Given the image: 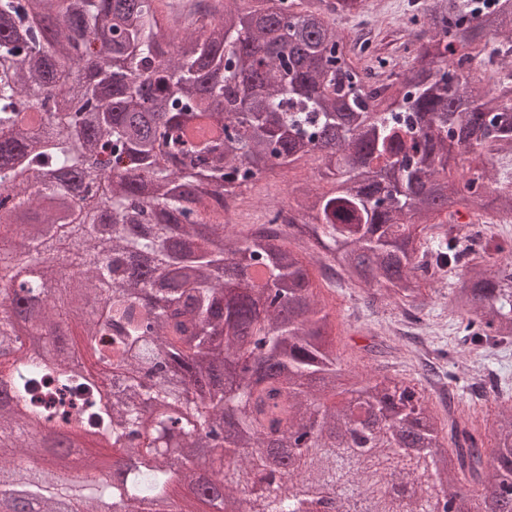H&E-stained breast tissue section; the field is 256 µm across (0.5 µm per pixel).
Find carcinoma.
<instances>
[{"instance_id":"carcinoma-1","label":"carcinoma","mask_w":512,"mask_h":512,"mask_svg":"<svg viewBox=\"0 0 512 512\" xmlns=\"http://www.w3.org/2000/svg\"><path fill=\"white\" fill-rule=\"evenodd\" d=\"M162 0H0V224L33 213L4 255L8 270L31 269L28 281L50 280L38 267L57 227L87 201L65 179L89 184L112 176L110 196L89 213L108 229L79 228L74 247L83 278L63 295H46L35 317L51 327L65 318L82 329L100 377L73 371L45 355L18 363L11 382L22 407L0 406V472L27 448L29 420L63 422L122 448L131 465L112 487L85 460L78 481L13 472L0 480V506L20 495L39 512H101L127 498L155 512L183 501L210 512H310L312 500L281 490V481L319 474L331 482L341 460L330 451L349 435L388 456L399 449L402 478L417 481L414 463L451 456L437 492L460 486L512 485V408L496 421L493 464L480 435L461 425L452 405L431 413L424 391L382 375L336 399L341 369L329 301L316 291L295 237L325 251L329 269L392 300L417 317L432 284L451 287L469 349L512 341V241L484 224L461 233L460 210L488 209L483 175L448 191V160L477 148L512 152V73L495 67L512 55V0H433L423 8L432 45L416 63L371 81L348 55L345 37L325 12L352 16L364 0H332L327 11L296 0L197 2L186 27L171 26ZM488 75L482 88L471 74ZM68 104L53 105L59 92ZM26 159L28 180L13 165ZM317 160L329 191L294 182L288 223L281 206L268 224L247 233L224 223L236 189ZM496 213L512 216V174L495 188ZM93 296L102 313L85 317L75 304ZM16 311L0 304V346L16 336ZM241 363L224 390V359ZM191 376L193 384L141 381L152 360ZM124 382L112 404L101 397L111 371ZM156 413L154 440L128 441ZM231 418L235 437L203 448L204 429L218 433ZM170 438L183 479L171 481ZM247 471L248 487L225 483L224 457ZM371 493L375 512H418L401 493H378L371 465L352 472Z\"/></svg>"}]
</instances>
